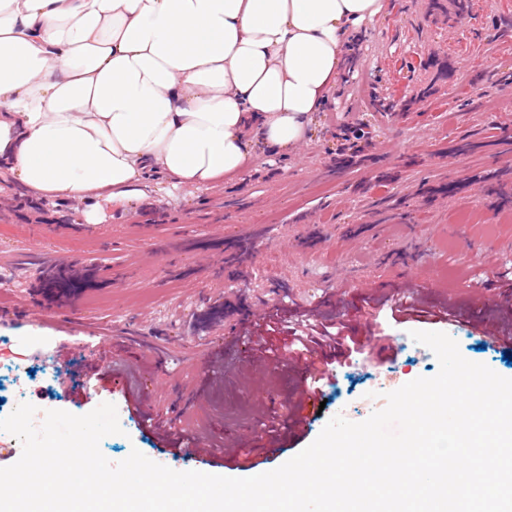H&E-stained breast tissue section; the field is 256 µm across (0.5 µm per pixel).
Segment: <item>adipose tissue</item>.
I'll use <instances>...</instances> for the list:
<instances>
[{
    "label": "adipose tissue",
    "instance_id": "1",
    "mask_svg": "<svg viewBox=\"0 0 512 512\" xmlns=\"http://www.w3.org/2000/svg\"><path fill=\"white\" fill-rule=\"evenodd\" d=\"M386 0H0V180L39 200H142L287 154Z\"/></svg>",
    "mask_w": 512,
    "mask_h": 512
}]
</instances>
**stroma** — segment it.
Wrapping results in <instances>:
<instances>
[{"label":"stroma","instance_id":"35a3bbf8","mask_svg":"<svg viewBox=\"0 0 512 512\" xmlns=\"http://www.w3.org/2000/svg\"><path fill=\"white\" fill-rule=\"evenodd\" d=\"M395 90L415 98L413 110L377 111L376 97ZM502 169L512 170V0H468L454 29L428 0H387L350 44L345 76L297 152L257 151L250 169L197 190L161 180L135 207H104L95 224L82 222L79 201H38L1 183L0 336L39 375L41 357L70 345L62 370L79 385L104 345L132 386L145 378L139 365H158L170 383L151 392L152 408L214 448L261 436L263 412L276 410L278 447L253 453L256 468L274 469L333 416L364 421L385 393L434 377L437 358L411 332L446 333L465 359L512 378L506 348L487 333L507 326L505 300L478 290L512 273V207L491 210L483 196ZM57 256L94 278L47 303L39 276ZM414 281L418 298L453 304L455 318L397 319L375 304V293ZM310 308L396 348L368 344L337 363L317 389L324 409L298 432V367L278 363L277 391L260 404L263 372L220 371L225 348L242 345L239 324L260 336L259 313ZM45 397L75 415L114 404L122 431L101 440L102 454L116 464L136 449L170 465L123 394L85 403L53 378L29 386L27 402Z\"/></svg>","mask_w":512,"mask_h":512}]
</instances>
